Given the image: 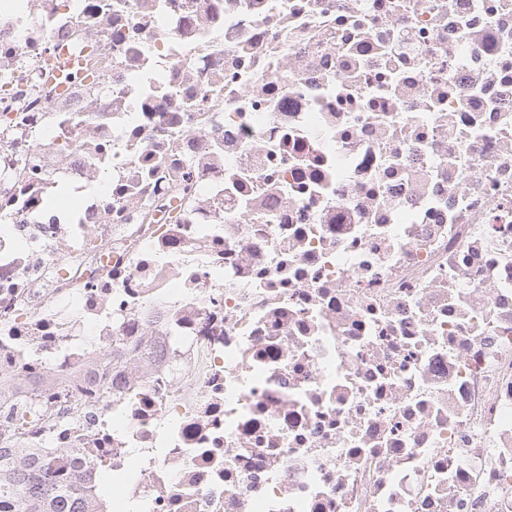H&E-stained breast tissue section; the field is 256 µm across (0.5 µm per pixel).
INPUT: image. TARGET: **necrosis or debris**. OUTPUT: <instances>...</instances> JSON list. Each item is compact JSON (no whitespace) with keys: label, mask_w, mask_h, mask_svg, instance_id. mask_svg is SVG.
Wrapping results in <instances>:
<instances>
[{"label":"necrosis or debris","mask_w":512,"mask_h":512,"mask_svg":"<svg viewBox=\"0 0 512 512\" xmlns=\"http://www.w3.org/2000/svg\"><path fill=\"white\" fill-rule=\"evenodd\" d=\"M0 215L92 512H512V0H0Z\"/></svg>","instance_id":"1"}]
</instances>
